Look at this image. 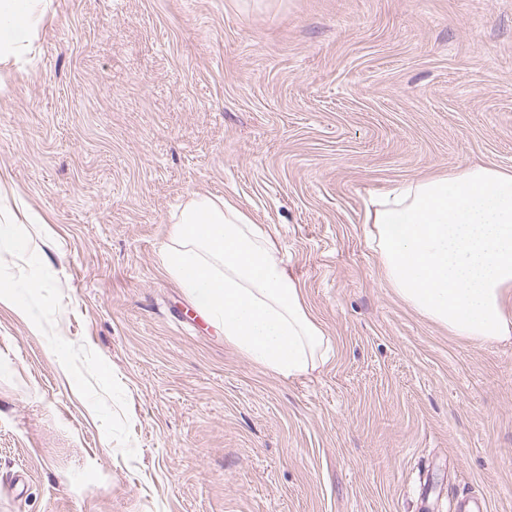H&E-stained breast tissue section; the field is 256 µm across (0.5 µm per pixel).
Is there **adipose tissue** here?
<instances>
[{"instance_id":"obj_1","label":"adipose tissue","mask_w":512,"mask_h":512,"mask_svg":"<svg viewBox=\"0 0 512 512\" xmlns=\"http://www.w3.org/2000/svg\"><path fill=\"white\" fill-rule=\"evenodd\" d=\"M42 0H0V63L32 44ZM387 285L475 343L512 340V171L474 165L388 187L367 211ZM162 267L253 364L309 375L330 339L276 258L271 237L229 200L196 196L174 215Z\"/></svg>"}]
</instances>
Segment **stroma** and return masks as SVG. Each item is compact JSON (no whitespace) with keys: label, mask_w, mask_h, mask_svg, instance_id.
Segmentation results:
<instances>
[{"label":"stroma","mask_w":512,"mask_h":512,"mask_svg":"<svg viewBox=\"0 0 512 512\" xmlns=\"http://www.w3.org/2000/svg\"><path fill=\"white\" fill-rule=\"evenodd\" d=\"M473 164L512 170V0H48L0 68V512H512V342L402 301L365 222ZM198 194L276 242L310 375L164 273ZM26 247V241H23L18 235L14 223L2 222L0 225V253L12 254L22 251Z\"/></svg>","instance_id":"1"}]
</instances>
